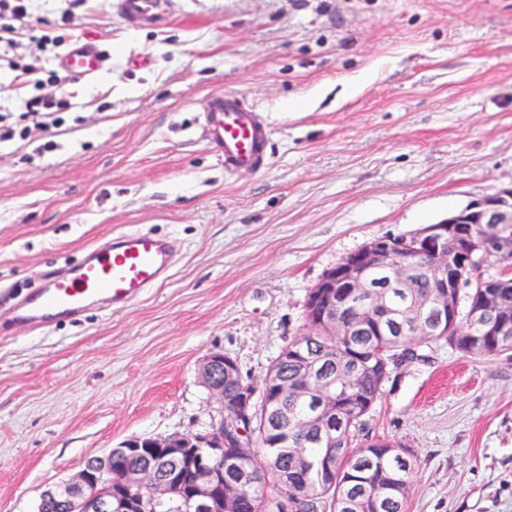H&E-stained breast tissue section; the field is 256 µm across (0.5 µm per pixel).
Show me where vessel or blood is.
Returning <instances> with one entry per match:
<instances>
[{
    "mask_svg": "<svg viewBox=\"0 0 512 512\" xmlns=\"http://www.w3.org/2000/svg\"><path fill=\"white\" fill-rule=\"evenodd\" d=\"M119 4L124 13L149 22L160 14L162 0H119ZM62 62L67 70L89 77L101 69L103 59L98 50L77 44ZM206 113V132L223 153L225 167L258 169L264 165L269 147L265 127L239 98L230 94L212 97ZM173 266L170 239L141 229L122 231L38 289L28 318L46 328L50 314L76 315L101 299L115 308L127 305L164 282Z\"/></svg>",
    "mask_w": 512,
    "mask_h": 512,
    "instance_id": "b4317fda",
    "label": "vessel or blood"
}]
</instances>
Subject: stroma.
<instances>
[{"label": "stroma", "instance_id": "1", "mask_svg": "<svg viewBox=\"0 0 512 512\" xmlns=\"http://www.w3.org/2000/svg\"><path fill=\"white\" fill-rule=\"evenodd\" d=\"M33 34L73 35L102 70L60 127L0 142V512L142 436L204 430L211 353L258 384L305 332L306 295L371 240L512 186V0H37ZM230 92L270 155L230 170L202 114ZM178 243L123 308L39 329L13 306L129 228ZM417 459L406 512H512V357L442 344L365 418ZM119 4L124 13L150 22L160 14L162 0H120Z\"/></svg>", "mask_w": 512, "mask_h": 512}]
</instances>
